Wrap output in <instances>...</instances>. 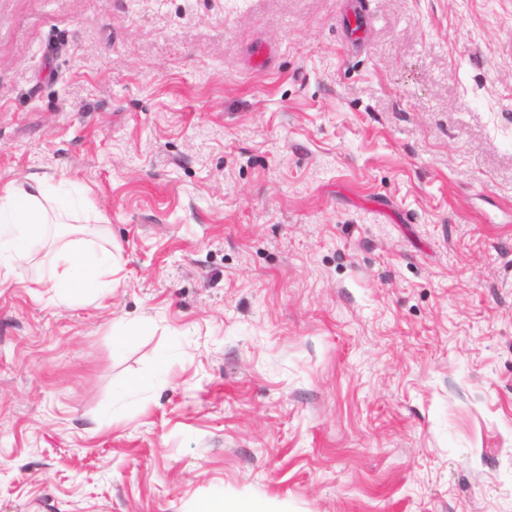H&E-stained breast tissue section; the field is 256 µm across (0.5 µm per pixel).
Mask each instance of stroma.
Segmentation results:
<instances>
[{
  "label": "stroma",
  "instance_id": "35a3bbf8",
  "mask_svg": "<svg viewBox=\"0 0 512 512\" xmlns=\"http://www.w3.org/2000/svg\"><path fill=\"white\" fill-rule=\"evenodd\" d=\"M34 172L122 269H0V512H512V0H0ZM48 266V277L39 283L63 304L75 299L94 301L100 290L112 288V275L121 270L112 247L97 248L82 238L49 252ZM105 276L110 280H102Z\"/></svg>",
  "mask_w": 512,
  "mask_h": 512
}]
</instances>
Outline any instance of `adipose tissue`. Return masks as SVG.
Listing matches in <instances>:
<instances>
[{"instance_id": "1", "label": "adipose tissue", "mask_w": 512, "mask_h": 512, "mask_svg": "<svg viewBox=\"0 0 512 512\" xmlns=\"http://www.w3.org/2000/svg\"><path fill=\"white\" fill-rule=\"evenodd\" d=\"M79 201L52 194L44 178L30 175L25 185L0 189V267L25 263L32 251L51 236L53 225L76 215ZM72 241L49 252V275L42 285L60 303L95 300L108 288L109 276L120 270L111 249L95 247L86 239V226H72Z\"/></svg>"}]
</instances>
